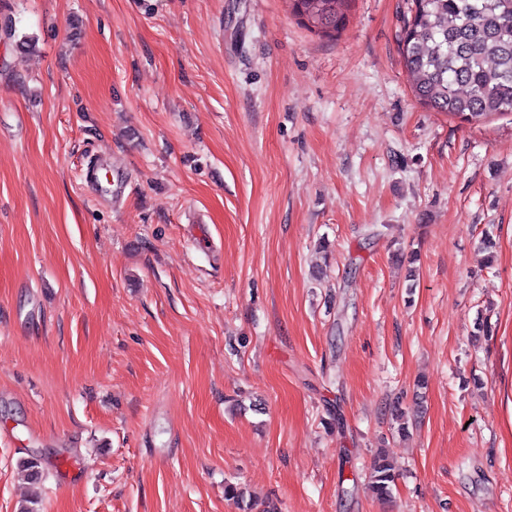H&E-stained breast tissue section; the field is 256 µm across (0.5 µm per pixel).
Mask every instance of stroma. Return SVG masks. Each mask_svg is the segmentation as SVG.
<instances>
[{"label":"stroma","mask_w":512,"mask_h":512,"mask_svg":"<svg viewBox=\"0 0 512 512\" xmlns=\"http://www.w3.org/2000/svg\"><path fill=\"white\" fill-rule=\"evenodd\" d=\"M410 8L0 0V512H512V114ZM294 15L311 30L333 37L344 28L353 0H289ZM395 479L396 474L388 458L383 455L377 456L373 461L372 472L368 481V489L376 497H387L391 493Z\"/></svg>","instance_id":"stroma-1"}]
</instances>
